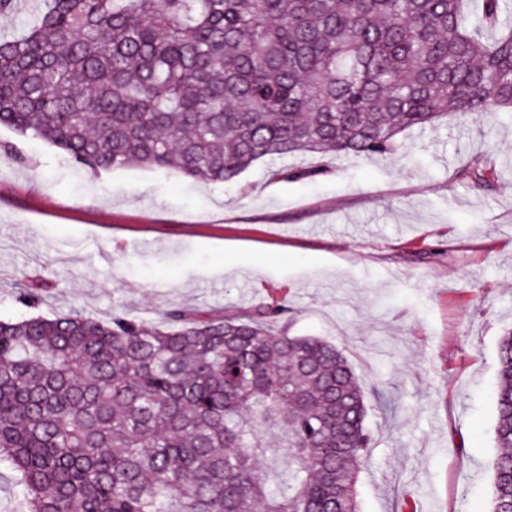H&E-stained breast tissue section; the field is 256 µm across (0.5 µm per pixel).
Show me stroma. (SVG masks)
I'll list each match as a JSON object with an SVG mask.
<instances>
[{
  "label": "stroma",
  "instance_id": "35a3bbf8",
  "mask_svg": "<svg viewBox=\"0 0 512 512\" xmlns=\"http://www.w3.org/2000/svg\"><path fill=\"white\" fill-rule=\"evenodd\" d=\"M394 159L295 157L319 176L236 183L127 167L99 175L44 142L0 152V320L79 310L161 323L171 303L284 304L299 336L345 350L372 444L361 512H490L497 345L512 327V113L448 117ZM498 178H456L468 155ZM48 279L38 310L20 288Z\"/></svg>",
  "mask_w": 512,
  "mask_h": 512
}]
</instances>
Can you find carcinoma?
Masks as SVG:
<instances>
[{
  "label": "carcinoma",
  "mask_w": 512,
  "mask_h": 512,
  "mask_svg": "<svg viewBox=\"0 0 512 512\" xmlns=\"http://www.w3.org/2000/svg\"><path fill=\"white\" fill-rule=\"evenodd\" d=\"M509 16L512 0H41L0 35V128L94 175L229 184L263 159L389 158L409 129L512 112ZM495 177L484 155L458 171ZM287 314L0 321L17 512H360L367 396L338 347L275 330ZM497 363L491 512L512 500V328Z\"/></svg>",
  "instance_id": "1"
}]
</instances>
